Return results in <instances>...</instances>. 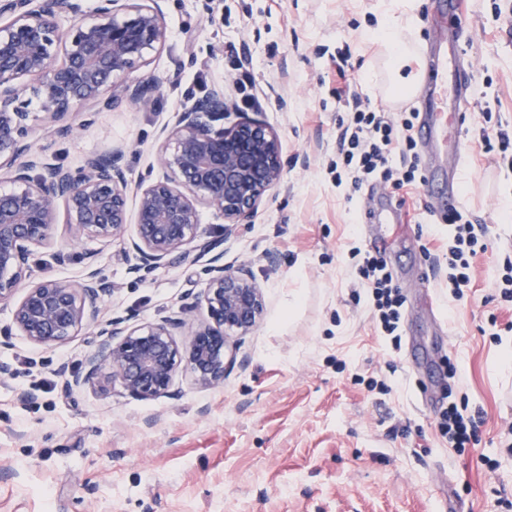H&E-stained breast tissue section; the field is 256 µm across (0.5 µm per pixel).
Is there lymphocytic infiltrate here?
<instances>
[{"label": "lymphocytic infiltrate", "mask_w": 512, "mask_h": 512, "mask_svg": "<svg viewBox=\"0 0 512 512\" xmlns=\"http://www.w3.org/2000/svg\"><path fill=\"white\" fill-rule=\"evenodd\" d=\"M350 87L344 62H337L336 100L347 109L348 120L341 127L339 152L329 166L336 182L347 183L355 192L375 184L410 191L422 185L413 135L416 113L375 108L368 97L351 92ZM448 227V291L459 299L475 277V258L488 249V228L474 226L465 213L449 215ZM351 256L356 285L365 289L378 327L392 344H399L403 301L386 262L356 246ZM483 423V412L463 415L453 401L439 412V430L452 448L476 444Z\"/></svg>", "instance_id": "obj_1"}]
</instances>
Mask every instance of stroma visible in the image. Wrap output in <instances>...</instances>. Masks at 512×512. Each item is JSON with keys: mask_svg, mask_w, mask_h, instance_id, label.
Masks as SVG:
<instances>
[{"mask_svg": "<svg viewBox=\"0 0 512 512\" xmlns=\"http://www.w3.org/2000/svg\"><path fill=\"white\" fill-rule=\"evenodd\" d=\"M472 0L467 55L481 94L467 116L461 164L472 223L489 227L477 277L448 297V265L426 257L446 214L403 224L388 264L403 300L400 346L392 348L354 286L352 246L368 248L361 212L367 191L337 186L338 120L346 110L327 73L345 56L355 88L388 109L389 73L371 32L380 0H159L165 46L131 79L158 86L137 111L116 105L52 122L31 102L29 140L49 166L79 168L90 156L124 152L131 184L159 176L156 150L175 112L214 92L238 102L243 73L255 79L252 111L281 139L283 179L251 224L225 232L200 204L198 242H218L225 267L250 265L265 295L258 326L237 343L223 386L196 385L178 370L167 396L131 397L120 385L70 386L98 341L93 324L158 323L200 301L204 262L175 259L146 276L131 273L134 224L112 242L79 237L58 214L49 241L29 259L31 282L78 280L99 268L113 290L67 342L31 343L0 306V512H437L447 494L463 512H512V305L497 281L512 256V170L482 153L487 112L512 134V28L496 27L492 4ZM252 22H244V13ZM426 273L450 348L439 345L413 283ZM482 409L478 443L457 450L441 436L420 393L438 390ZM35 397L21 399L25 389Z\"/></svg>", "mask_w": 512, "mask_h": 512, "instance_id": "1", "label": "stroma"}]
</instances>
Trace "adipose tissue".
I'll return each instance as SVG.
<instances>
[{"label": "adipose tissue", "instance_id": "1", "mask_svg": "<svg viewBox=\"0 0 512 512\" xmlns=\"http://www.w3.org/2000/svg\"><path fill=\"white\" fill-rule=\"evenodd\" d=\"M390 3V9L382 14L379 41L387 60L391 88L403 93L413 88L416 82L415 76L407 77L403 74V67L410 56L404 32L411 29L415 22L412 14L413 0H390Z\"/></svg>", "mask_w": 512, "mask_h": 512}]
</instances>
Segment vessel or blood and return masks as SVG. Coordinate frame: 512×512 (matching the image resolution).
Returning <instances> with one entry per match:
<instances>
[{
  "label": "vessel or blood",
  "mask_w": 512,
  "mask_h": 512,
  "mask_svg": "<svg viewBox=\"0 0 512 512\" xmlns=\"http://www.w3.org/2000/svg\"><path fill=\"white\" fill-rule=\"evenodd\" d=\"M468 8L466 0H435L430 23L443 28L444 36L423 49L420 60L423 78L418 87L417 105L426 115L416 130L419 142L427 145L428 179L447 181L445 202L449 212L465 208L459 191V165L467 150L461 128L474 95V83L462 49ZM363 223L377 225L375 246L387 251L390 234L399 221V208L387 194L361 214Z\"/></svg>",
  "instance_id": "1"
}]
</instances>
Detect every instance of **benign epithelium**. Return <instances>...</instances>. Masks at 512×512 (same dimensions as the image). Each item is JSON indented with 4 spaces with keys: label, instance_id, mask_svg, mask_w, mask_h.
Instances as JSON below:
<instances>
[{
    "label": "benign epithelium",
    "instance_id": "7a95c632",
    "mask_svg": "<svg viewBox=\"0 0 512 512\" xmlns=\"http://www.w3.org/2000/svg\"><path fill=\"white\" fill-rule=\"evenodd\" d=\"M4 14L10 20L0 23V165H9L12 187L0 194V304L14 303L13 321L29 341L58 345L83 326L111 285L96 270L80 282L29 285L30 250L50 239L61 204L80 234L121 238L129 184L118 154L91 157L77 170L43 167L27 142V103L36 98L53 121L84 107H142L157 86L125 77L165 44L167 26L157 0H97L91 15L82 0H3ZM62 16L70 19L65 31L57 24ZM226 110L224 96L212 94L178 113L168 129L157 155L162 177L137 187L134 271L158 268L196 240L199 202L216 207L236 228L250 223L280 184L277 131L251 117L214 129ZM204 272L201 298L209 320L195 321L190 309L168 323L133 328L112 318L96 331L87 371L74 376L73 385L103 376L134 397L157 398L169 392L181 366L201 387L223 384L229 343L258 325L265 298L247 265L230 269L212 257ZM187 325L191 335L181 345L173 329Z\"/></svg>",
    "mask_w": 512,
    "mask_h": 512
}]
</instances>
